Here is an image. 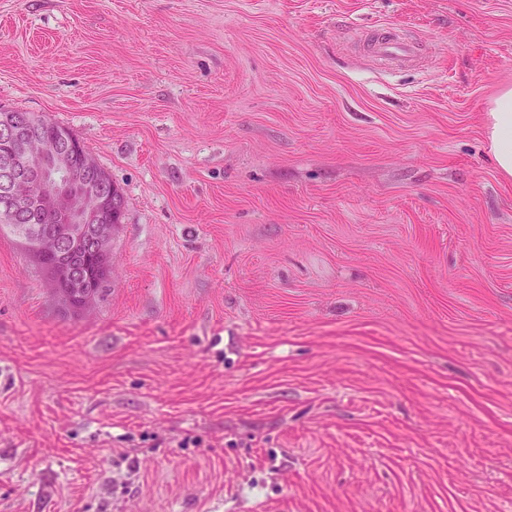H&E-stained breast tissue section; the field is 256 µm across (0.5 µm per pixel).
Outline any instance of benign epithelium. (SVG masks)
<instances>
[{
	"label": "benign epithelium",
	"mask_w": 512,
	"mask_h": 512,
	"mask_svg": "<svg viewBox=\"0 0 512 512\" xmlns=\"http://www.w3.org/2000/svg\"><path fill=\"white\" fill-rule=\"evenodd\" d=\"M39 123L28 113L0 112V135L15 143V150L0 156V209L25 218L39 208L45 224H22L34 231L35 248L46 256L66 257L71 242L61 232L68 224L86 231L94 249L109 253L117 232L100 220V211L112 195V183L88 157L75 170L67 146L49 145L38 133Z\"/></svg>",
	"instance_id": "obj_1"
}]
</instances>
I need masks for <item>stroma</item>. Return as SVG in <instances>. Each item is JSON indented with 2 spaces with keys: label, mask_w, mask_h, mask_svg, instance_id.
Here are the masks:
<instances>
[{
  "label": "stroma",
  "mask_w": 512,
  "mask_h": 512,
  "mask_svg": "<svg viewBox=\"0 0 512 512\" xmlns=\"http://www.w3.org/2000/svg\"><path fill=\"white\" fill-rule=\"evenodd\" d=\"M504 84L512 0H0L124 196L82 311L0 232V512H512ZM422 42L392 28L370 40L369 56L381 65L394 62H411L421 58ZM489 154L499 175L512 179V87L499 88L487 112Z\"/></svg>",
  "instance_id": "obj_1"
}]
</instances>
